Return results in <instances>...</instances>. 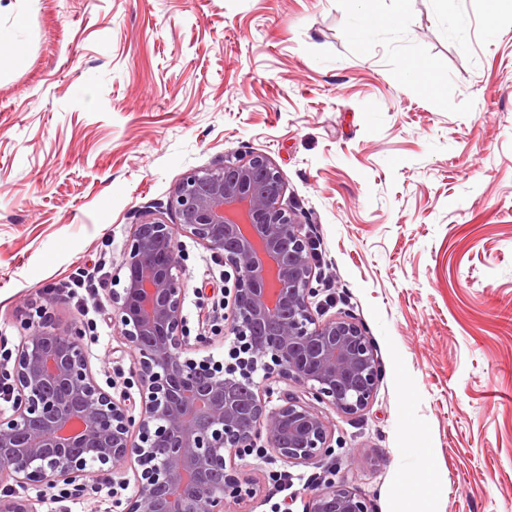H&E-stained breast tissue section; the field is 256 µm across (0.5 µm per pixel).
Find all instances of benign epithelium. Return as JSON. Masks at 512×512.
<instances>
[{
	"instance_id": "obj_1",
	"label": "benign epithelium",
	"mask_w": 512,
	"mask_h": 512,
	"mask_svg": "<svg viewBox=\"0 0 512 512\" xmlns=\"http://www.w3.org/2000/svg\"><path fill=\"white\" fill-rule=\"evenodd\" d=\"M285 183L265 155L248 153L187 174L168 209L176 223L146 218L133 225L112 290V320L134 360L139 417L103 390L89 367L82 332L43 320L27 325L0 392L13 414L0 417V486L10 482L112 496L129 480L126 512H224L229 501L257 495L256 481L232 470L263 441L259 456L285 465H316L330 452L328 421L314 402L355 415L367 408L381 369L370 336L349 314L321 318L309 298L314 244L283 204ZM224 260V289L236 345L229 362L191 354L177 235ZM263 371L302 390L270 405ZM305 512H370L344 480L311 484Z\"/></svg>"
}]
</instances>
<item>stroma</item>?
<instances>
[{
	"mask_svg": "<svg viewBox=\"0 0 512 512\" xmlns=\"http://www.w3.org/2000/svg\"><path fill=\"white\" fill-rule=\"evenodd\" d=\"M488 12L413 0L362 34L359 0H0V353L65 288L56 321L139 414L110 299L132 226L187 173L263 154L316 245L313 306L364 324L382 376L360 414L319 405L324 465L247 456L260 491L226 512H304L326 465L373 512H512V11ZM177 245L187 327L225 330L203 350L224 360V262ZM19 494L124 512L103 490Z\"/></svg>",
	"mask_w": 512,
	"mask_h": 512,
	"instance_id": "35a3bbf8",
	"label": "stroma"
}]
</instances>
